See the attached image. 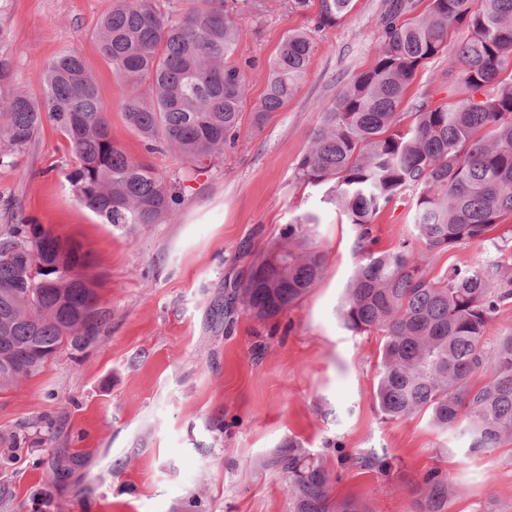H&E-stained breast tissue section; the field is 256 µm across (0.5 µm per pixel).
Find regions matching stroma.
I'll return each mask as SVG.
<instances>
[{
    "label": "stroma",
    "mask_w": 512,
    "mask_h": 512,
    "mask_svg": "<svg viewBox=\"0 0 512 512\" xmlns=\"http://www.w3.org/2000/svg\"><path fill=\"white\" fill-rule=\"evenodd\" d=\"M387 0H354L350 16L314 35L308 75L288 106L254 127L244 112L236 148L196 165L172 151L146 154L120 109L126 85L101 56L94 31L108 0H0V26L18 53L14 84L44 94L43 74L62 50L81 52L96 77L113 139L149 158L182 188L174 220L136 233L82 207L69 181L68 141L44 125L12 167H0L5 201L24 217L81 244L94 261L99 299L112 312L103 336L62 352L37 375L0 389V512H292L275 460L288 441L338 478L370 512H415L426 473L441 469L458 495L451 512H512V442L469 453L461 430L428 414L382 419L374 400L382 336L355 334L338 317L358 261L357 230L295 171L346 81L370 68ZM287 0H268L249 21L235 60L248 103L267 83V62L289 30L308 26ZM453 50L428 60L407 97L453 100ZM415 195L376 219V247L422 246ZM311 213L309 238L325 257L310 294L260 322L224 299L296 216ZM500 252L470 242L432 257L431 276L451 266H490ZM387 460V468L376 465Z\"/></svg>",
    "instance_id": "35a3bbf8"
}]
</instances>
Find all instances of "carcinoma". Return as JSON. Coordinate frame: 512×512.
Masks as SVG:
<instances>
[{
	"instance_id": "obj_1",
	"label": "carcinoma",
	"mask_w": 512,
	"mask_h": 512,
	"mask_svg": "<svg viewBox=\"0 0 512 512\" xmlns=\"http://www.w3.org/2000/svg\"><path fill=\"white\" fill-rule=\"evenodd\" d=\"M157 0H109L95 37L102 56L130 89L126 123L147 152L168 148L196 164L235 146L247 100L243 65L233 61L247 34L245 19L265 0H201L187 12ZM318 4L313 27L284 37L268 64L267 87L253 109L261 127L293 96L315 50L313 32L348 17L353 0H288L303 12ZM411 0H394L374 65L354 74L322 107L321 123L296 169V180L325 188L321 201L358 229L360 255L338 309L354 333H382L375 392L385 420L430 415L438 428L460 426L471 453L512 441V329L487 335L501 306L512 302V251L489 268L454 266L428 277V257L460 244L489 241L512 218V0H428L408 17ZM467 37L448 70L456 101L425 97L400 112L418 68L448 48L456 29ZM38 99L14 86L13 50L0 28V166L23 153L44 122L68 140L77 167V200L104 223L133 233L172 220L180 192L151 163L131 159L110 136L92 72L75 49L47 66ZM416 193L420 254L408 244L373 248L375 216L406 192ZM312 214L296 218L262 252L230 297L260 321L300 303L324 275L309 241ZM62 271H45L54 253ZM93 261L77 242L21 217L0 230V345L17 350L16 372L0 386L40 373L37 343L80 351L110 321L98 299ZM488 375L481 386L475 375ZM278 464L288 477L293 512H367L353 497L332 494L331 475L290 441ZM457 496L441 472L424 477L416 512H449Z\"/></svg>"
}]
</instances>
